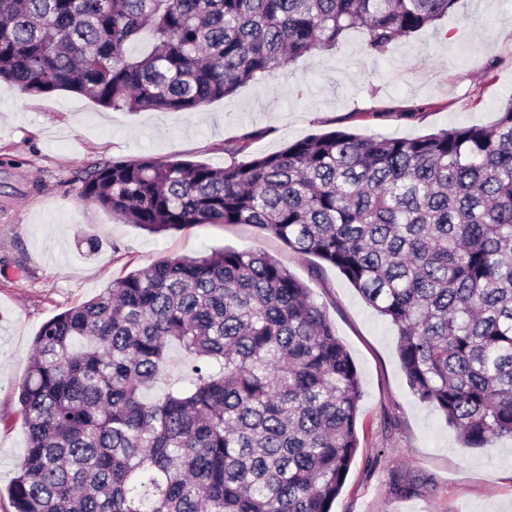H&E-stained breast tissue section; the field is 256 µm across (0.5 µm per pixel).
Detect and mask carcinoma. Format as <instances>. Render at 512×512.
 I'll return each mask as SVG.
<instances>
[{"mask_svg":"<svg viewBox=\"0 0 512 512\" xmlns=\"http://www.w3.org/2000/svg\"><path fill=\"white\" fill-rule=\"evenodd\" d=\"M463 2L0 0V81L195 111L352 31L380 55ZM79 196L155 234L254 224L335 266L397 327L410 388L465 447L512 438V99L490 125L318 132L222 167L114 158ZM174 346L190 387L151 400ZM360 399L326 314L275 258H165L39 329L7 496L13 512H330Z\"/></svg>","mask_w":512,"mask_h":512,"instance_id":"1","label":"carcinoma"}]
</instances>
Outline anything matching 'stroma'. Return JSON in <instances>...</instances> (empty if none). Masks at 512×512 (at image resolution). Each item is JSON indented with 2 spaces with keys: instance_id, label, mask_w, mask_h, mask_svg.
<instances>
[{
  "instance_id": "35a3bbf8",
  "label": "stroma",
  "mask_w": 512,
  "mask_h": 512,
  "mask_svg": "<svg viewBox=\"0 0 512 512\" xmlns=\"http://www.w3.org/2000/svg\"><path fill=\"white\" fill-rule=\"evenodd\" d=\"M466 11L379 57L352 32L340 49L300 57L195 112H115L76 93L33 96L0 84L1 487L27 446L18 393L42 324L124 273L232 247L262 250L303 282L357 369L358 448L331 512H512V439L463 447L408 387L396 327L334 266L252 224L152 234L79 196L93 162L220 166L225 142L255 129L264 132L250 148L257 155L314 131L417 137L493 123L512 99V0H467ZM406 483L412 495L399 493Z\"/></svg>"
}]
</instances>
